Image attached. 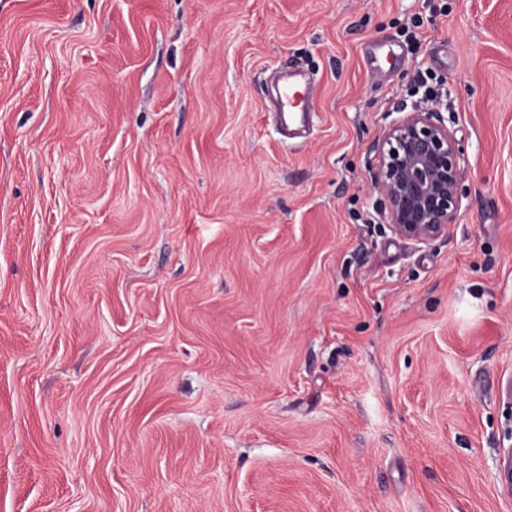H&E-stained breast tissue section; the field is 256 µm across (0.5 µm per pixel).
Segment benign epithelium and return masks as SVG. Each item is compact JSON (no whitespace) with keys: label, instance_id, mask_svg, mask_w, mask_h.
I'll use <instances>...</instances> for the list:
<instances>
[{"label":"benign epithelium","instance_id":"obj_1","mask_svg":"<svg viewBox=\"0 0 512 512\" xmlns=\"http://www.w3.org/2000/svg\"><path fill=\"white\" fill-rule=\"evenodd\" d=\"M372 189L394 234L422 241L448 234L464 197L462 149L434 106L393 122L372 146Z\"/></svg>","mask_w":512,"mask_h":512}]
</instances>
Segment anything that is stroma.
Masks as SVG:
<instances>
[{"label": "stroma", "mask_w": 512, "mask_h": 512, "mask_svg": "<svg viewBox=\"0 0 512 512\" xmlns=\"http://www.w3.org/2000/svg\"><path fill=\"white\" fill-rule=\"evenodd\" d=\"M427 94L420 242L370 147ZM510 381L512 0H0V512H512ZM295 87H302L298 74L289 72L284 76V83L278 95V109L280 124L284 129L290 130L293 127L305 126L312 114L307 105L308 96L304 97L303 91H297ZM300 96L299 101H297ZM298 108V110H294ZM372 189L394 234L422 241L448 235L464 197L462 149L434 106L393 122L372 146Z\"/></svg>", "instance_id": "stroma-1"}]
</instances>
